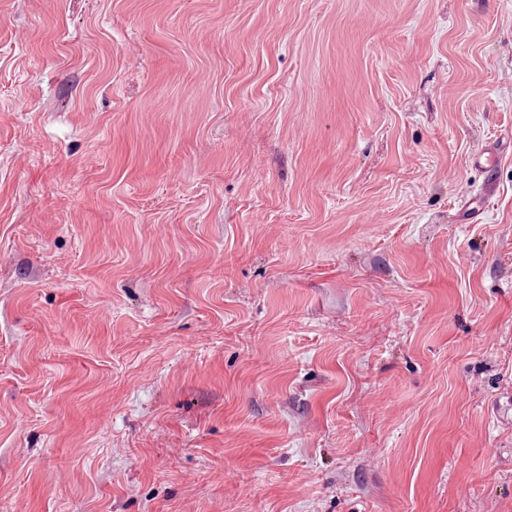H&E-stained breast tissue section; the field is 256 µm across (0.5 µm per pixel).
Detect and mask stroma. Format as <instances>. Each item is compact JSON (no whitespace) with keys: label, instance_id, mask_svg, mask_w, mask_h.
Segmentation results:
<instances>
[{"label":"stroma","instance_id":"obj_1","mask_svg":"<svg viewBox=\"0 0 512 512\" xmlns=\"http://www.w3.org/2000/svg\"><path fill=\"white\" fill-rule=\"evenodd\" d=\"M0 512H512V0H0Z\"/></svg>","mask_w":512,"mask_h":512}]
</instances>
